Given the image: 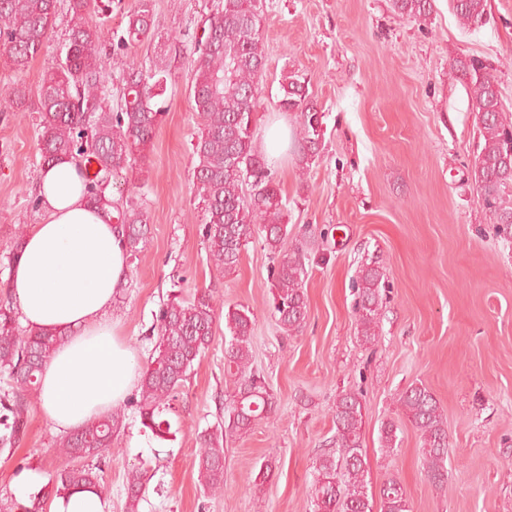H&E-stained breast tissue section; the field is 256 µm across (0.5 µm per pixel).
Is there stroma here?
I'll use <instances>...</instances> for the list:
<instances>
[{
  "instance_id": "35a3bbf8",
  "label": "stroma",
  "mask_w": 512,
  "mask_h": 512,
  "mask_svg": "<svg viewBox=\"0 0 512 512\" xmlns=\"http://www.w3.org/2000/svg\"><path fill=\"white\" fill-rule=\"evenodd\" d=\"M216 0H153L157 34L126 53L113 45L134 0H98L99 44L107 60L109 101L122 95L128 65L150 68L166 56L172 79L168 111L142 170L110 178L113 198L139 194L149 216L146 245L129 268L124 300L108 313L116 334L146 364L154 346L153 315L174 290L213 294L218 313L254 315V365L276 408L246 435L224 434V492L197 483L195 454L203 431L228 414L233 385L224 367V325L197 364L168 418L167 439L145 431L136 412L104 454L110 512H124L125 473L151 468L141 512H313V463L332 446V408L339 394H361L368 487L399 478L411 512H512V228L494 224L471 181L479 143L470 92L452 67L475 55L492 67L512 119V0H486L487 22L462 29L448 0H433L424 21L398 16L391 0H263L267 66L256 114V149L265 129L288 125V147L276 162L288 200V255L307 275L306 324L283 333L271 315V257L262 239L248 243L233 273L210 264L193 186L191 144L200 121L190 109L193 48ZM71 15L58 2L51 42L24 71L0 65V93L25 86L28 107L0 109V296L17 225L35 224L31 207L42 169L36 95L54 67ZM304 74L323 114L320 157L298 162L293 114L278 111L283 71ZM385 272L381 331L362 341L354 312L363 265ZM427 387L444 410L448 480L436 485L424 466L419 433L403 417L399 393ZM394 421L399 444L382 452V423ZM60 437L39 400L27 431L0 455V503L19 499L17 478L47 492ZM273 468L254 488L262 464Z\"/></svg>"
}]
</instances>
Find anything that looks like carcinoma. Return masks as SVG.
Instances as JSON below:
<instances>
[{
  "instance_id": "carcinoma-1",
  "label": "carcinoma",
  "mask_w": 512,
  "mask_h": 512,
  "mask_svg": "<svg viewBox=\"0 0 512 512\" xmlns=\"http://www.w3.org/2000/svg\"><path fill=\"white\" fill-rule=\"evenodd\" d=\"M151 0H135L116 47L130 50L155 35ZM463 28L485 24L486 0H450ZM401 17L429 18L432 0H392ZM96 0H69L74 18L56 67L38 89V146L43 165L63 158L80 164L95 162L98 172L88 180V202L115 212L128 261L141 252L149 217L138 198L118 202L106 194V179L141 167L164 106L160 97L171 78L165 59L149 70L131 65L121 76L123 98L112 108L106 89V60L98 50L101 25L92 19ZM57 15V0H0V61L23 71L49 43ZM263 0H218L207 19L203 38L195 45L191 108L201 120L192 143L193 182L202 212L203 242L213 267L234 271L246 245L258 234L272 255L270 288L273 315L285 333L299 332L307 315L305 266L282 253L288 239L287 199L275 173L253 146L255 116L261 92L259 76L266 65L263 40ZM452 67L466 82L476 112L480 150L471 168V180L494 223L512 226V121L505 112L497 81L478 57L460 56ZM279 110L295 115L299 127V162L304 168L318 158L324 136L322 115L300 71L288 70L280 82ZM27 92L13 87L3 98L6 109L27 106ZM384 272L375 265L360 270L355 304L363 341L379 336ZM217 310L207 289L184 298L167 299L155 314L152 356L141 369L138 393L126 406L117 407L69 432L56 449L58 465L52 489L25 506L13 502L7 512H44L49 498L89 489L105 494L103 453L125 428L127 410L140 416L143 428L156 438L170 433L165 414L172 411L187 377L209 351L214 340ZM254 316L245 308L224 314V361L234 377V395L227 428L245 434L275 406L273 393L252 367ZM64 341L63 334L23 327L9 299L0 298V375L10 389L0 394V454L12 451L26 433L28 398L38 392L42 369ZM397 402L422 440L428 477L441 484L448 478V429L439 402L423 386L410 385ZM362 398L345 392L332 411L335 448L314 465L310 498L314 512H374L368 493L367 460L362 449ZM398 426H381L385 451L397 445ZM197 479L204 493L224 491L223 429L200 436L196 453ZM147 463L131 465L126 476L125 512H140L151 480ZM379 512H409L407 492L395 477L380 489Z\"/></svg>"
}]
</instances>
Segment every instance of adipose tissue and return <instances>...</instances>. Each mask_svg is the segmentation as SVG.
<instances>
[{
    "mask_svg": "<svg viewBox=\"0 0 512 512\" xmlns=\"http://www.w3.org/2000/svg\"><path fill=\"white\" fill-rule=\"evenodd\" d=\"M85 181L71 158L42 169V218L30 225L8 282L25 325L66 335L39 387L41 406L60 432L123 404L139 372L106 319L128 270L127 254L117 226L88 206Z\"/></svg>",
    "mask_w": 512,
    "mask_h": 512,
    "instance_id": "ef3b65f1",
    "label": "adipose tissue"
}]
</instances>
